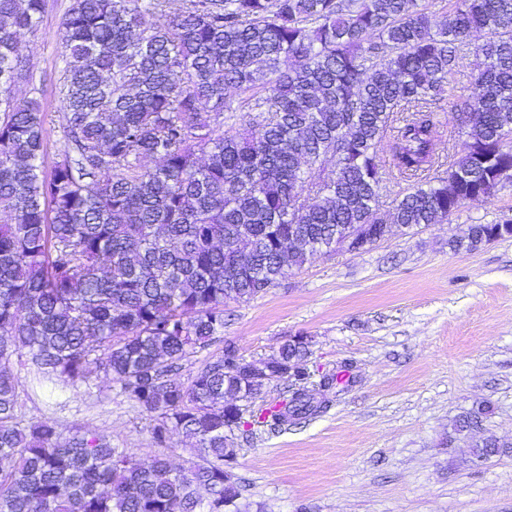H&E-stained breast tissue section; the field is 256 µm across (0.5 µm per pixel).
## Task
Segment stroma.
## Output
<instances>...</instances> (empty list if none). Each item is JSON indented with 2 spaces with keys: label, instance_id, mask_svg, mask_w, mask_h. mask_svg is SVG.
<instances>
[{
  "label": "stroma",
  "instance_id": "1",
  "mask_svg": "<svg viewBox=\"0 0 512 512\" xmlns=\"http://www.w3.org/2000/svg\"><path fill=\"white\" fill-rule=\"evenodd\" d=\"M73 0H47L20 53L30 83L11 87L45 113L48 161L64 149L58 85L62 19ZM512 214V181L489 202H467L360 253L315 255L283 283L224 308V334L186 359L188 380L225 344L252 361L293 336L311 342L312 382L339 376L325 413L282 431L256 425L235 470L244 501L263 512H512V237L455 248L470 225ZM21 394L23 424L79 427L150 460L152 421L119 383H46ZM489 405L482 432L504 453L471 462L458 416Z\"/></svg>",
  "mask_w": 512,
  "mask_h": 512
}]
</instances>
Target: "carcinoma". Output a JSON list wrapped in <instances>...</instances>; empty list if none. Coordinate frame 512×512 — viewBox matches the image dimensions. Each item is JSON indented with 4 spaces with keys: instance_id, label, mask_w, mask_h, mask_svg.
<instances>
[{
    "instance_id": "1",
    "label": "carcinoma",
    "mask_w": 512,
    "mask_h": 512,
    "mask_svg": "<svg viewBox=\"0 0 512 512\" xmlns=\"http://www.w3.org/2000/svg\"><path fill=\"white\" fill-rule=\"evenodd\" d=\"M46 0H0V87L29 82L16 48ZM73 0L62 22L66 148L46 167L35 98L0 102V512H243L224 493V425L244 412L271 429L321 412L304 384L310 341L282 343L288 396L258 410L250 364L226 346L188 382L181 361L224 332V305L278 286L374 218L386 172L416 181L394 224H440L512 179V0H454L435 30L421 0ZM484 40L471 42L475 30ZM475 80L458 100L461 48ZM239 96L238 105L228 97ZM466 139L438 163L440 113ZM337 158L328 169V156ZM152 158L146 167L141 159ZM512 237V217L473 224L456 247ZM76 387L91 366L194 459L142 462L89 431L18 421L15 365ZM489 407L461 416L471 460Z\"/></svg>"
}]
</instances>
